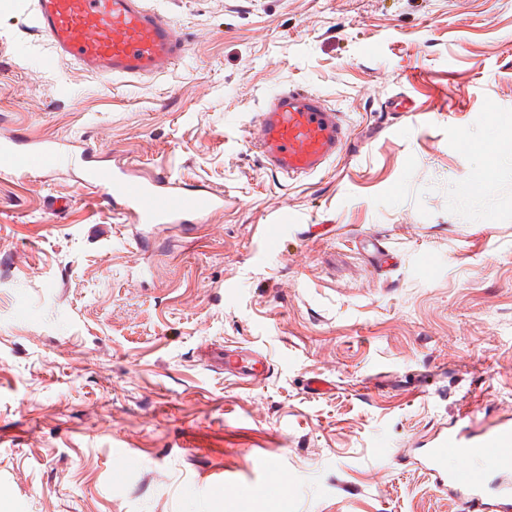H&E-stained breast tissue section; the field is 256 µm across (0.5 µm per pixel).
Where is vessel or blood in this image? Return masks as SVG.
I'll use <instances>...</instances> for the list:
<instances>
[{
    "label": "vessel or blood",
    "mask_w": 512,
    "mask_h": 512,
    "mask_svg": "<svg viewBox=\"0 0 512 512\" xmlns=\"http://www.w3.org/2000/svg\"><path fill=\"white\" fill-rule=\"evenodd\" d=\"M38 32L54 56L72 60L84 72L108 79H139L161 73L186 54V43L173 24L145 0H31ZM351 139L342 113L316 93L287 88L267 99L249 130V143L273 173L291 178L320 173L336 161ZM12 135L0 136V175L61 170L72 156V143L36 141L25 150ZM84 164L81 184L97 204L111 207L128 225L129 239L143 244L147 229L186 224L223 209V192L201 189L159 172L138 173L126 164L97 160L92 147L78 153ZM224 373L247 384L259 383L268 371L265 356L244 360L225 348ZM415 464L435 484L460 499L467 512H512V418L479 430L441 427L430 447L411 451ZM262 485H226L215 475L213 487L234 495L259 492L281 500L279 465L263 460Z\"/></svg>",
    "instance_id": "b4317fda"
}]
</instances>
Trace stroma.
<instances>
[{
    "instance_id": "obj_1",
    "label": "stroma",
    "mask_w": 512,
    "mask_h": 512,
    "mask_svg": "<svg viewBox=\"0 0 512 512\" xmlns=\"http://www.w3.org/2000/svg\"><path fill=\"white\" fill-rule=\"evenodd\" d=\"M149 3L188 50L129 82L45 66L29 0H0V132L224 192L140 248L68 173L0 176V512H464L403 450L512 415V0ZM289 86L352 129L298 180L248 143ZM228 345L268 378L219 372ZM259 453L282 510L206 487L263 484ZM262 467L267 473L266 481L258 488L256 485L248 482H237V484H230L224 481V476L216 473L211 479L210 484L214 488H222L224 491H230L236 496H242L255 492L262 493L269 498L279 501L283 498L284 492L282 485L278 479L279 465L275 460L265 459L262 461Z\"/></svg>"
}]
</instances>
